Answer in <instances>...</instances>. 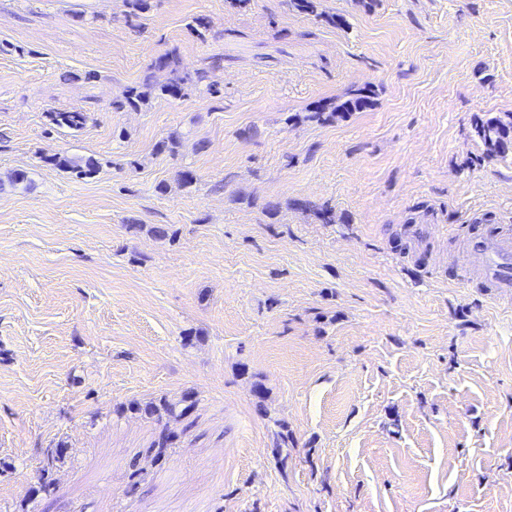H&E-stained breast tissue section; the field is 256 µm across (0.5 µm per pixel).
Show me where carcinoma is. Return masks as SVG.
<instances>
[{"label": "carcinoma", "mask_w": 512, "mask_h": 512, "mask_svg": "<svg viewBox=\"0 0 512 512\" xmlns=\"http://www.w3.org/2000/svg\"><path fill=\"white\" fill-rule=\"evenodd\" d=\"M126 10L123 14L124 23L132 28H140L139 20L143 19L151 9L150 0H124ZM289 6L302 14L313 16L335 27L347 26V20L341 15H326L318 11V0H289ZM221 66L216 59L206 68L194 72L184 70L181 59L176 50H168L152 60L147 72L141 81L127 87L123 98L112 103L116 110H139L148 106L154 99H177L193 93L212 95L218 93L215 84L210 80V74ZM165 75L162 81L157 80L156 73ZM376 91L373 86L353 85L347 91L332 100L314 105L304 114L296 113L291 116L293 121L314 122L325 124L336 120V115H348L352 112H363L374 105ZM49 124L57 129L78 131L86 126L90 116L81 109L55 110L46 112ZM474 138L483 146V157L502 160L512 156V114L483 115L474 118L472 123ZM183 147V137L177 132L171 133L159 143V151L173 157L179 155ZM41 161L53 165L61 170L75 174L79 178H91L99 170L97 163L80 157L70 156L66 153H55L44 156ZM302 209L310 212L320 224L336 223V211L327 204H316L303 200L299 202ZM181 410H176V406ZM178 405L161 404L153 401L146 403H132L126 410L144 415L149 418H162V413L179 414L181 416L190 412L195 406V400L189 394L181 397ZM67 445L63 441L43 450V465L39 471L37 485L34 492L43 497L54 494L55 487L51 472L55 466L66 456Z\"/></svg>", "instance_id": "obj_1"}]
</instances>
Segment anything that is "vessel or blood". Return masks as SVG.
I'll return each instance as SVG.
<instances>
[{
  "instance_id": "vessel-or-blood-1",
  "label": "vessel or blood",
  "mask_w": 512,
  "mask_h": 512,
  "mask_svg": "<svg viewBox=\"0 0 512 512\" xmlns=\"http://www.w3.org/2000/svg\"><path fill=\"white\" fill-rule=\"evenodd\" d=\"M488 299L504 303L512 299V232L494 233L473 244L467 252Z\"/></svg>"
}]
</instances>
